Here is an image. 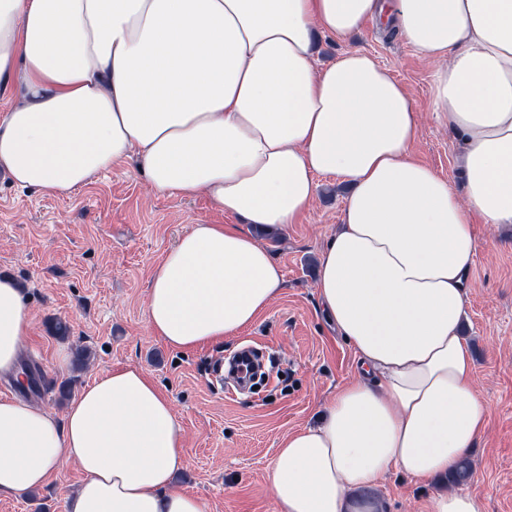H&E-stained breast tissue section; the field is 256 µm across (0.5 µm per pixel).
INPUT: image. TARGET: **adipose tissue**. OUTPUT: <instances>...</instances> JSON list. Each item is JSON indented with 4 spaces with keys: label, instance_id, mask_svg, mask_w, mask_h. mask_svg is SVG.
<instances>
[{
    "label": "adipose tissue",
    "instance_id": "adipose-tissue-1",
    "mask_svg": "<svg viewBox=\"0 0 512 512\" xmlns=\"http://www.w3.org/2000/svg\"><path fill=\"white\" fill-rule=\"evenodd\" d=\"M376 19L438 64L431 110L461 136L462 192L413 154L419 114L375 57L316 62L313 32L346 42ZM0 87V169L48 197L135 159L158 194L282 229L318 176L350 184L316 288L359 373L283 440L282 512H380L391 470L426 481L474 448L489 408L460 326L474 220L512 224V0H0ZM283 281L241 225H193L153 272L149 330L176 350L221 342ZM30 327L0 277V373ZM182 448L139 368L96 378L61 419L0 398V496L72 461L84 480L66 512H207L173 483Z\"/></svg>",
    "mask_w": 512,
    "mask_h": 512
}]
</instances>
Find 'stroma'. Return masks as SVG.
<instances>
[{"label":"stroma","mask_w":512,"mask_h":512,"mask_svg":"<svg viewBox=\"0 0 512 512\" xmlns=\"http://www.w3.org/2000/svg\"><path fill=\"white\" fill-rule=\"evenodd\" d=\"M353 45L406 86L421 114L415 156L461 189L459 136L430 108L436 62L373 21ZM317 183L300 223L258 233L284 275L268 309L241 335L178 351L148 329L152 274L193 225L226 224L229 216L202 194H156L134 160L61 197L0 178V276L24 288L33 318L20 355L32 380L21 387L0 376V397L61 416L94 378L115 368L143 369L171 400L182 428L177 485L200 497L207 512H281L269 471L283 439L317 424L325 402L358 373L355 350L328 323L315 288L318 258L340 222L347 187L337 176ZM474 229L480 248L462 335L489 417L470 454L474 477L467 488L484 495L487 512H512V224L478 222ZM58 322L69 326L67 338L56 336ZM245 344L276 356L279 373L258 394L213 385L208 364ZM80 346L94 353L83 369L73 365ZM81 481L78 465L67 463L39 490L0 496V512H65L67 494ZM451 488L444 476L417 482L394 470L374 494L384 512H427L429 497Z\"/></svg>","instance_id":"obj_1"}]
</instances>
